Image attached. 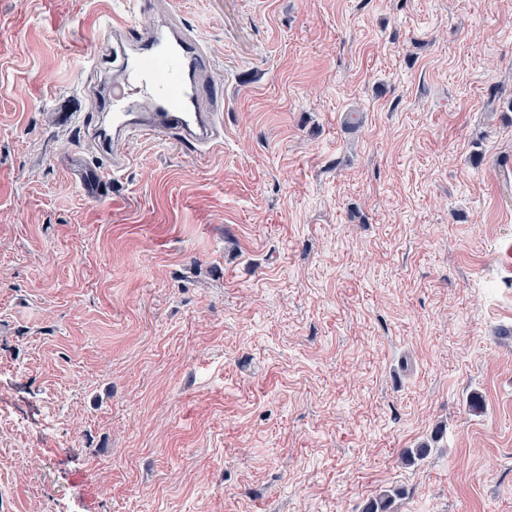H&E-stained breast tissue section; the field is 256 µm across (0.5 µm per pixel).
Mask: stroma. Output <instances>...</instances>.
<instances>
[{
    "label": "stroma",
    "instance_id": "1",
    "mask_svg": "<svg viewBox=\"0 0 512 512\" xmlns=\"http://www.w3.org/2000/svg\"><path fill=\"white\" fill-rule=\"evenodd\" d=\"M123 8L0 0V512H512V0H170L224 143L96 199Z\"/></svg>",
    "mask_w": 512,
    "mask_h": 512
}]
</instances>
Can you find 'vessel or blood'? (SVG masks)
Here are the masks:
<instances>
[{
	"mask_svg": "<svg viewBox=\"0 0 512 512\" xmlns=\"http://www.w3.org/2000/svg\"><path fill=\"white\" fill-rule=\"evenodd\" d=\"M132 2L134 11L113 18L108 26L114 48L134 47L132 62L114 75L111 113L82 127L103 171L110 173L123 169V146L137 138L175 140L198 154L224 140L223 114L205 91L204 47L191 31L174 23L164 37L140 28L137 15L158 0Z\"/></svg>",
	"mask_w": 512,
	"mask_h": 512,
	"instance_id": "b4317fda",
	"label": "vessel or blood"
}]
</instances>
